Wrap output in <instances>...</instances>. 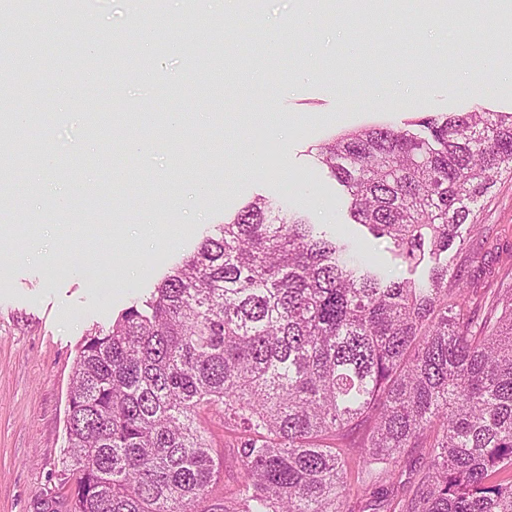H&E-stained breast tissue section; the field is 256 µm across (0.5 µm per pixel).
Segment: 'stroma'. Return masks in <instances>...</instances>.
<instances>
[{
	"mask_svg": "<svg viewBox=\"0 0 512 512\" xmlns=\"http://www.w3.org/2000/svg\"><path fill=\"white\" fill-rule=\"evenodd\" d=\"M185 0H165L164 11L184 20V30L200 50L219 35L223 51L251 58L253 81L228 85L219 68L201 58L199 80L186 84H140L117 72L113 58L125 53L153 56L132 31L129 0H103L94 25L78 29L34 14L22 35L38 50L29 60L41 75L15 97L17 111L35 114L25 139L13 145L22 199L0 206V512H68L71 484L64 468L67 399L78 347L86 334L109 327L122 310L146 297L218 225L255 198H265L286 214L303 216L316 236L351 239L358 254L377 259L396 281L426 277L379 238L353 223L348 198L317 160V145L370 126L415 130L418 121L447 116L481 103L491 112H512V25L493 27L465 55L454 46L464 26L456 0H442L447 49L437 42V24L424 0H394L393 14L417 23L396 35L384 23H361L358 16L324 12L322 30L297 22L299 0H262V14L280 21L284 50L270 49L250 11L209 9L197 0L192 19ZM104 44L95 72L98 94L91 108L100 132L87 133L86 115L69 110L66 90L89 49ZM364 58L353 75L337 76L336 62ZM481 70L486 92L468 89ZM399 78L416 90L406 109L388 101L346 100L340 88L358 90L368 82ZM180 112L189 134L163 137L166 115ZM145 143L163 141L164 151L130 157L112 131ZM51 153V164L35 170L27 151ZM84 185L114 183L119 195L94 206L78 200L57 208V189L70 185L68 169ZM212 185L197 197L198 180ZM150 213L152 234L142 232ZM480 231L464 224L448 250L449 262L469 249L477 288H512V179L498 180L476 210ZM215 454L224 460L221 480L210 496L220 500L237 474L235 439L213 413L199 416Z\"/></svg>",
	"mask_w": 512,
	"mask_h": 512,
	"instance_id": "obj_1",
	"label": "stroma"
}]
</instances>
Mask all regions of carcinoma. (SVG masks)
Listing matches in <instances>:
<instances>
[{"label": "carcinoma", "mask_w": 512, "mask_h": 512, "mask_svg": "<svg viewBox=\"0 0 512 512\" xmlns=\"http://www.w3.org/2000/svg\"><path fill=\"white\" fill-rule=\"evenodd\" d=\"M67 0H12L0 24ZM196 61L195 42L154 30ZM28 45L5 60L26 77ZM225 76L244 77L210 46ZM370 127L318 159L355 223L391 240L425 280L313 235L259 198L107 328L73 366L65 463L69 512H355L350 442L378 496L408 448H426L393 512H512V289L479 296L445 253L494 180L512 175V112ZM235 435L240 477L207 504L223 462L199 413Z\"/></svg>", "instance_id": "obj_1"}]
</instances>
